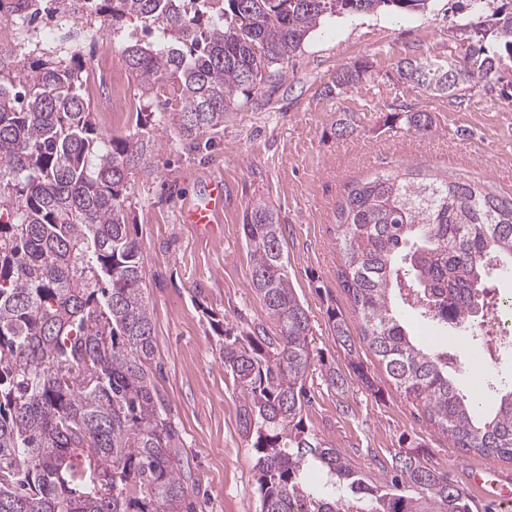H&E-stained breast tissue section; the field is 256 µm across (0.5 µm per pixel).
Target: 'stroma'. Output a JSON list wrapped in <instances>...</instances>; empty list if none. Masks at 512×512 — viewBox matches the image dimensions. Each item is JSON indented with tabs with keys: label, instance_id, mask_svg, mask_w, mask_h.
I'll return each instance as SVG.
<instances>
[{
	"label": "stroma",
	"instance_id": "35a3bbf8",
	"mask_svg": "<svg viewBox=\"0 0 512 512\" xmlns=\"http://www.w3.org/2000/svg\"><path fill=\"white\" fill-rule=\"evenodd\" d=\"M476 21L451 0H434L425 11L335 18L310 35L282 79L250 91L196 150L180 139L173 110L158 114L156 99L141 98L136 81L128 83L127 109L151 113L150 123L128 118L106 125V98L92 97L96 123L109 134L141 132L150 140L151 168L132 175L129 201L145 250L156 344L151 369L180 430L181 456L201 512L259 510L255 457L239 426L243 396L224 370L212 327L216 319L270 323L251 283L242 228L245 211L258 203L279 215L288 277L308 310L314 355L345 374L344 387L333 388L312 370L305 428L374 476L394 454L417 451L425 466L470 490L472 512H512V504L492 503L470 489L475 468L494 469L512 482V464L453 447L360 343V357L383 394L365 390L348 373L326 315L328 302H336L353 338H360V318L337 277L333 226L334 210L351 181L412 165L512 195V57L498 41L477 39ZM477 50L499 54L500 63L488 80L455 94L407 83L398 72L406 57L445 66L465 63ZM354 64L367 70L362 81L325 95L336 71ZM407 110L429 113L433 134L408 131L396 118ZM346 114L357 129L340 137L336 122ZM211 178L224 182V212L217 231L202 235L181 223L180 214Z\"/></svg>",
	"mask_w": 512,
	"mask_h": 512
}]
</instances>
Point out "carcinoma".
<instances>
[{
  "mask_svg": "<svg viewBox=\"0 0 512 512\" xmlns=\"http://www.w3.org/2000/svg\"><path fill=\"white\" fill-rule=\"evenodd\" d=\"M202 3L205 9H193ZM434 0H91L112 35L129 18L152 41L124 40L141 94L160 80L180 100L189 148L224 125L238 93L279 75L309 35L344 15L425 10ZM512 56V11L467 0ZM499 58L458 67L431 86L428 61L406 59L404 80L433 92L485 81ZM78 53L51 50L18 75L0 64V512H197L181 435L153 382L155 343L144 246L127 185L148 167V142L98 129ZM336 72L325 93L363 79ZM417 134L426 112L395 115ZM338 280L362 339L404 398L425 409L456 448L512 463V381L471 387L457 358L489 357L480 323L494 271H512V195L463 178L399 167L354 181L334 213ZM252 285L274 330L226 327L224 369L244 396L242 436L255 454L259 512H471L448 475L399 452L385 477L358 471L303 425L315 355L308 310L288 277L280 219L256 205L243 216ZM466 335L453 353L406 328L402 313ZM326 315L348 368L374 395L341 310ZM416 487L421 495L411 496Z\"/></svg>",
  "mask_w": 512,
  "mask_h": 512,
  "instance_id": "1",
  "label": "carcinoma"
}]
</instances>
